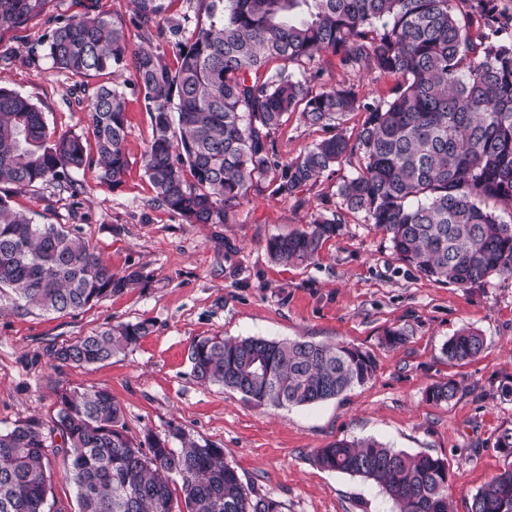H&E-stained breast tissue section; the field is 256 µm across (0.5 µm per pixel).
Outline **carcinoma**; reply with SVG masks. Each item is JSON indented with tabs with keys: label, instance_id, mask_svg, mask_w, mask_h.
Segmentation results:
<instances>
[{
	"label": "carcinoma",
	"instance_id": "obj_1",
	"mask_svg": "<svg viewBox=\"0 0 512 512\" xmlns=\"http://www.w3.org/2000/svg\"><path fill=\"white\" fill-rule=\"evenodd\" d=\"M206 22L181 39L161 25L160 0H132V15L73 16L47 35L54 68L73 76L126 73L143 97L153 137L143 153L156 200L190 224H225L250 193L267 189L295 198L328 168L359 158L338 186L339 209L305 228L267 240L277 263H304L336 236L341 211L361 212L388 236L393 251L423 276L457 288L512 277V12L499 0H198ZM48 0H0V33L43 13ZM165 39L171 68L150 46H131L127 25ZM338 57L349 73L400 78L391 96L367 100L353 85L309 84L317 65L295 73L288 64ZM284 65L266 70L271 61ZM297 112L328 128L349 112L365 119L356 137L337 132L297 158L279 161L272 133ZM102 177L116 185L128 167L127 98L102 85L87 112ZM89 160L81 136L55 137L43 112L0 86V294L13 308L71 314L106 300L137 279L112 272L93 247L62 225L37 224L15 211L5 190L59 180ZM148 332L119 323L54 345L60 365L112 359ZM485 338L465 328L443 346L448 363L466 365ZM195 378L236 392L257 407L311 405L368 382L372 354L354 346L306 340L210 336L195 341ZM455 380L427 388L449 403ZM121 403L106 389L65 392L54 428L31 416L0 430V512H46L47 449L62 456L77 490V512H283L284 504L244 483L224 449L200 444L176 428L169 439L137 441ZM494 447L512 456V425ZM323 469L359 476L392 499L397 512H451L448 462L396 450L374 438L338 440L317 450ZM467 512H512V465L471 496Z\"/></svg>",
	"mask_w": 512,
	"mask_h": 512
}]
</instances>
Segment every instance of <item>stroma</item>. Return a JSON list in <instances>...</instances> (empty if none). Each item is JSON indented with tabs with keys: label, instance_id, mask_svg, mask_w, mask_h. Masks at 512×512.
I'll use <instances>...</instances> for the list:
<instances>
[{
	"label": "stroma",
	"instance_id": "obj_1",
	"mask_svg": "<svg viewBox=\"0 0 512 512\" xmlns=\"http://www.w3.org/2000/svg\"><path fill=\"white\" fill-rule=\"evenodd\" d=\"M84 13L126 17L130 9L128 0H50L42 17L0 33V82L35 103L54 135H81L92 153L88 105L112 77L61 72L44 46L57 22ZM323 66L311 91L353 85L379 99L397 83L346 72L332 55ZM329 135L293 114L274 139L285 162ZM151 139L143 99L128 92L129 166L121 184L104 182L93 163L70 180L11 193L14 210L77 230L114 272L136 271L142 280L75 315L0 310V429L32 415L52 424L62 389L104 388L123 406L129 435L163 437L178 427L223 448L243 481L281 501L284 512H394L374 483L313 461L317 448L369 437L447 460L453 510L467 512L471 496L512 465L494 446L499 429L512 425V278L468 289L428 279L404 264L363 214L351 212L312 260L275 263L267 240L334 211L353 163L329 168L300 200L266 191L250 196L228 223L189 224L156 200L142 165ZM120 322H143L149 331L100 364L49 360V346ZM464 327L480 330L486 349L467 365H449L443 345ZM392 328L406 334L393 348L384 342ZM214 335L350 344L371 352L377 370L324 403L257 407L194 377L191 344ZM448 378L460 382L459 395L447 404L427 401L426 388Z\"/></svg>",
	"mask_w": 512,
	"mask_h": 512
}]
</instances>
